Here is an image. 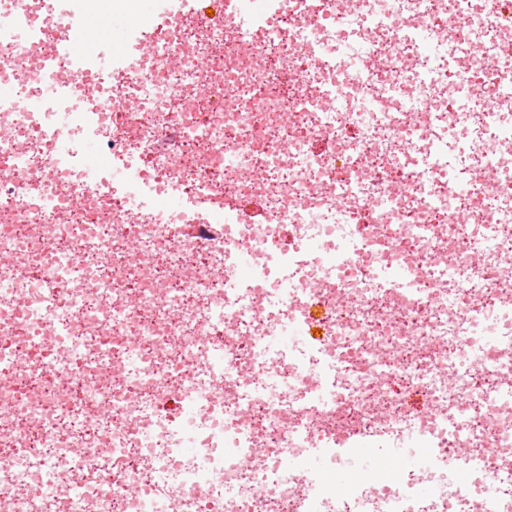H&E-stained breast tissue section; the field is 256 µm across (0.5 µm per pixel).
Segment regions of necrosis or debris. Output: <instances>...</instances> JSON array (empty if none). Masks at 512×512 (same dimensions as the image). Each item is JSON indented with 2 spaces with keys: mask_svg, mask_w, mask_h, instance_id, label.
I'll return each mask as SVG.
<instances>
[{
  "mask_svg": "<svg viewBox=\"0 0 512 512\" xmlns=\"http://www.w3.org/2000/svg\"><path fill=\"white\" fill-rule=\"evenodd\" d=\"M99 5L0 0V512H512L497 0L164 6L119 79L45 49ZM142 190L178 206L130 210ZM200 194L267 221L212 222ZM314 306L322 340L282 342ZM368 430L408 464L338 499L358 453L328 438ZM322 447L320 471L280 462ZM200 203L215 213L223 212L225 209H238L248 213L251 220L255 224H262L265 220L263 206L256 201L251 200H234L224 201V203L214 201L208 197H202Z\"/></svg>",
  "mask_w": 512,
  "mask_h": 512,
  "instance_id": "1",
  "label": "necrosis or debris"
}]
</instances>
